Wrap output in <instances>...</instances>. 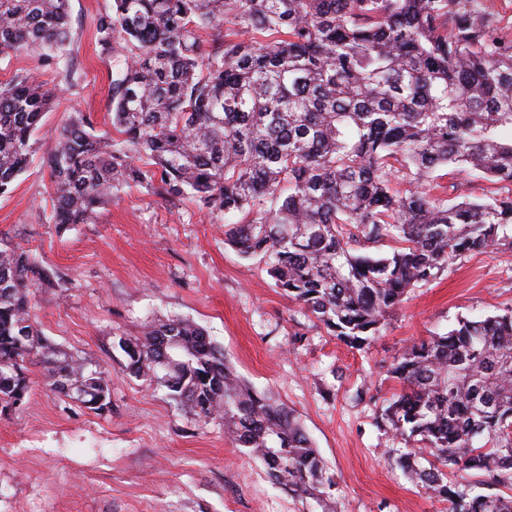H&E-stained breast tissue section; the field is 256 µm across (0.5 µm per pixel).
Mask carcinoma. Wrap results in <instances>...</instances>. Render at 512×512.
<instances>
[{
	"mask_svg": "<svg viewBox=\"0 0 512 512\" xmlns=\"http://www.w3.org/2000/svg\"><path fill=\"white\" fill-rule=\"evenodd\" d=\"M68 2L0 0V54L38 50L41 65L66 68ZM484 3L113 0L96 30L102 61L126 50L110 83L117 137L87 113L70 118L42 161L53 223H91L125 185L191 193L236 215L225 244L261 257L289 301L345 345L369 346L449 261L512 245V35ZM55 96L31 71L0 83L1 195ZM441 167L475 170L495 190L436 198ZM53 281L0 239L3 411L26 397L33 358L53 389L83 393L91 410L111 404L103 372L31 322L34 289ZM118 345L132 374L199 419L221 417L274 483L337 512L336 482L294 414L246 386L202 327L159 319ZM388 373L400 391L380 426L406 442L409 480L448 512H512V311L463 318L407 346ZM457 472L475 480L448 478Z\"/></svg>",
	"mask_w": 512,
	"mask_h": 512,
	"instance_id": "cac0c4a2",
	"label": "carcinoma"
}]
</instances>
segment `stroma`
Listing matches in <instances>:
<instances>
[{"label":"stroma","mask_w":512,"mask_h":512,"mask_svg":"<svg viewBox=\"0 0 512 512\" xmlns=\"http://www.w3.org/2000/svg\"><path fill=\"white\" fill-rule=\"evenodd\" d=\"M112 3L69 0L74 83L35 54L0 55V83L35 69L59 89L28 168L0 196V236L60 275L59 285L36 290L32 320L63 352L103 371L111 392L109 411L94 412L52 390L30 363L23 405L0 416V512H313L233 446L222 419L197 420L127 370L119 338L171 317L204 328L247 384L294 411L337 483L341 512H445L405 478L395 454L404 440L377 425L395 388L387 370L406 345L460 318L512 309V247L450 262L356 350L300 312L258 260L226 246L223 215L195 198L168 201L129 186L100 206L95 223L51 224L43 155L75 111L111 127L96 18Z\"/></svg>","instance_id":"stroma-1"}]
</instances>
